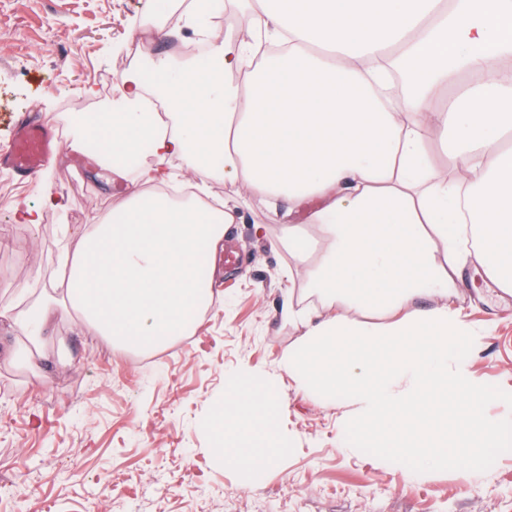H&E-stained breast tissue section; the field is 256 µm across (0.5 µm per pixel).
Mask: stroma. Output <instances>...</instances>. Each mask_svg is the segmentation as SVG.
I'll use <instances>...</instances> for the list:
<instances>
[{
  "mask_svg": "<svg viewBox=\"0 0 512 512\" xmlns=\"http://www.w3.org/2000/svg\"><path fill=\"white\" fill-rule=\"evenodd\" d=\"M164 0H0V153L19 113L39 112L63 142L40 174L25 180L0 165V310L52 297L58 310L42 352L18 358L23 333L0 319V512H13L12 485L29 487L26 512H512V295L469 264L448 293L416 307L461 315L476 349L457 361L481 393L480 420L497 446L467 477L453 466L400 471L381 449L347 428L355 407L315 400L281 366L305 328L293 308L326 312L324 296L289 281L283 207L238 189L216 172L207 202L234 211L225 242L235 258L207 260L211 302L188 335L142 351L111 343L77 323L63 253H77V226L125 202L123 183L99 177L93 155L66 147L76 108L97 111L123 75L179 57L197 41L186 23L145 30ZM141 52L130 57L133 44ZM58 206L43 209L45 197ZM42 208L39 224L16 223L13 208ZM271 390L288 455L259 478L222 467L208 423L234 381Z\"/></svg>",
  "mask_w": 512,
  "mask_h": 512,
  "instance_id": "35a3bbf8",
  "label": "stroma"
}]
</instances>
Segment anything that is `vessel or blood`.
<instances>
[{
	"label": "vessel or blood",
	"instance_id": "1",
	"mask_svg": "<svg viewBox=\"0 0 512 512\" xmlns=\"http://www.w3.org/2000/svg\"><path fill=\"white\" fill-rule=\"evenodd\" d=\"M59 143V134L37 113L25 112L18 119L10 148L0 154V161L17 175L31 178L51 162Z\"/></svg>",
	"mask_w": 512,
	"mask_h": 512
}]
</instances>
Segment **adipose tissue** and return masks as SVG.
<instances>
[{"label":"adipose tissue","instance_id":"1","mask_svg":"<svg viewBox=\"0 0 512 512\" xmlns=\"http://www.w3.org/2000/svg\"><path fill=\"white\" fill-rule=\"evenodd\" d=\"M274 3L248 36H213L205 84L191 69L156 67L175 119L152 135L123 209L85 226L67 297L82 322L125 346L157 347L199 319L200 255L236 217L162 188L172 158L189 159L201 191L223 160L225 178L318 227L315 263L312 239L288 233L295 275L386 316L289 311L307 331L284 369L312 397L358 405L352 432L398 468L466 470L490 438L477 388L448 364L476 339L447 308L410 304L447 292L470 260L512 294V148L499 144L512 130V0ZM142 101L141 78L125 76L100 127L113 149L153 124ZM451 141L453 176L437 177L429 148ZM55 314L45 297L0 315L35 355ZM210 430L227 467L259 474L287 453L275 397L253 380L225 390Z\"/></svg>","mask_w":512,"mask_h":512}]
</instances>
